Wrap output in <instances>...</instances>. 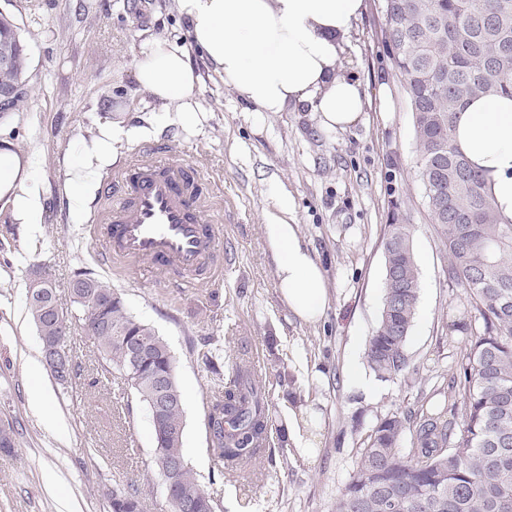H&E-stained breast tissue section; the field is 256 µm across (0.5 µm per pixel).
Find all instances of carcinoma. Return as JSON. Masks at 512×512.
Returning <instances> with one entry per match:
<instances>
[{"label": "carcinoma", "mask_w": 512, "mask_h": 512, "mask_svg": "<svg viewBox=\"0 0 512 512\" xmlns=\"http://www.w3.org/2000/svg\"><path fill=\"white\" fill-rule=\"evenodd\" d=\"M386 18L397 49L392 62L413 114L416 175L442 230L448 277L462 287L483 328L451 379L453 404L425 399L368 428L335 512H512V221H502L484 179L454 145L470 101L512 97V0H386ZM26 72V48L18 46L0 79ZM383 248L382 307L364 359L381 381L409 379L417 373L407 343L420 279L413 225L396 210ZM33 270L47 274L48 287L26 296L27 310L38 335L58 342L44 360L55 379L67 383L77 365L66 351L70 332L51 313L56 281L45 264ZM68 289L97 352L92 385L116 373L150 413L152 465L169 493V512H221L183 454V396L167 342L99 279L78 272ZM202 360L216 376L204 411L212 473L245 479L270 445L266 379L234 361L226 380L212 351ZM142 494L135 481L112 491L111 512H142Z\"/></svg>", "instance_id": "cac0c4a2"}]
</instances>
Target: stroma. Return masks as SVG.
Here are the masks:
<instances>
[{
	"instance_id": "35a3bbf8",
	"label": "stroma",
	"mask_w": 512,
	"mask_h": 512,
	"mask_svg": "<svg viewBox=\"0 0 512 512\" xmlns=\"http://www.w3.org/2000/svg\"><path fill=\"white\" fill-rule=\"evenodd\" d=\"M19 28L28 57L25 103L0 120V140L31 158L43 181L41 220L5 231L13 214L0 200V421L17 447L0 452V512H109L112 489L149 482L143 512H168L161 480L150 471L153 429L147 408L129 399L123 379L89 387L93 346L74 331L68 348L79 374L59 385L42 367L41 341L26 307L32 264L50 267L59 305L73 311L68 285L88 271L122 293L130 312L152 326L176 359L184 400L183 453L201 479L212 462L203 424L211 374L199 356L212 342L225 360L255 363L267 375L284 367L301 397L269 389L274 425L303 418L302 437L315 454L270 445L251 480L217 478L223 512H334L356 462L360 433L353 418L377 417L415 402L419 390L458 373L482 321L446 273L448 257L416 178L414 131L404 81L385 42V0H365L338 65L361 82L365 108L348 130L322 126L305 107L261 112L225 87L189 33L175 0H0ZM150 37L184 47L200 78L199 122L180 125L159 112L133 77V48ZM114 129L112 171L139 145L153 144L199 166L213 183L212 216L224 229L229 256L221 273L192 279L112 267L89 227L104 207L94 191L82 213L70 208V172L81 144ZM288 200L289 223L326 277L328 305L315 322L298 319L277 288L267 226ZM414 226L421 282L408 350L418 369L408 381H381L364 371L367 336L382 305V239L391 202ZM40 372H33V363ZM50 390L46 408L30 403L35 384Z\"/></svg>"
}]
</instances>
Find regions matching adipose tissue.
Segmentation results:
<instances>
[{
	"label": "adipose tissue",
	"instance_id": "obj_1",
	"mask_svg": "<svg viewBox=\"0 0 512 512\" xmlns=\"http://www.w3.org/2000/svg\"><path fill=\"white\" fill-rule=\"evenodd\" d=\"M197 47L245 102L264 112L306 106L330 129H347L361 117L359 81L339 76L342 40L362 14L364 0H176ZM134 79L140 90L175 113L179 124L198 122L200 82L184 48L147 38L134 52ZM113 130L83 145V160L70 198L82 210L99 167L112 153ZM455 145L482 171L499 213L512 219V98L483 97L467 106ZM0 199L11 203L21 224H36L44 209V188L10 143L0 144ZM269 235L277 256L280 293L292 313L319 320L327 308L325 276L301 244L296 225L281 220Z\"/></svg>",
	"mask_w": 512,
	"mask_h": 512
}]
</instances>
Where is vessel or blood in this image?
I'll return each instance as SVG.
<instances>
[{
	"label": "vessel or blood",
	"instance_id": "vessel-or-blood-1",
	"mask_svg": "<svg viewBox=\"0 0 512 512\" xmlns=\"http://www.w3.org/2000/svg\"><path fill=\"white\" fill-rule=\"evenodd\" d=\"M112 180L122 193L94 222L113 259L186 277L222 263L223 234L207 214L201 178L177 155L142 146Z\"/></svg>",
	"mask_w": 512,
	"mask_h": 512
}]
</instances>
